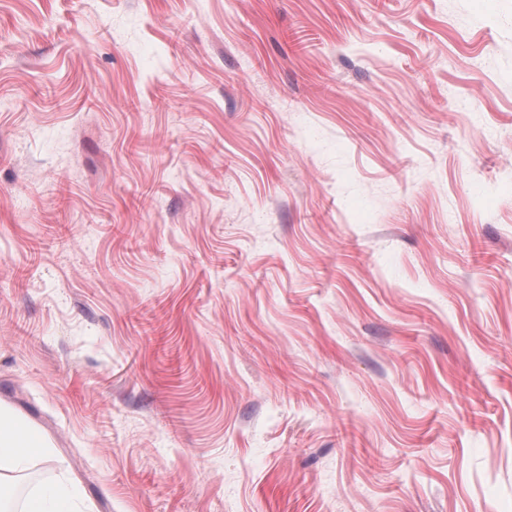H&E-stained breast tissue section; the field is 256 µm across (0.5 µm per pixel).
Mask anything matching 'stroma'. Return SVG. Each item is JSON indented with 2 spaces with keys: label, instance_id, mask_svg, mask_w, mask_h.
<instances>
[{
  "label": "stroma",
  "instance_id": "35a3bbf8",
  "mask_svg": "<svg viewBox=\"0 0 512 512\" xmlns=\"http://www.w3.org/2000/svg\"><path fill=\"white\" fill-rule=\"evenodd\" d=\"M0 408L77 512H512V0H0Z\"/></svg>",
  "mask_w": 512,
  "mask_h": 512
}]
</instances>
